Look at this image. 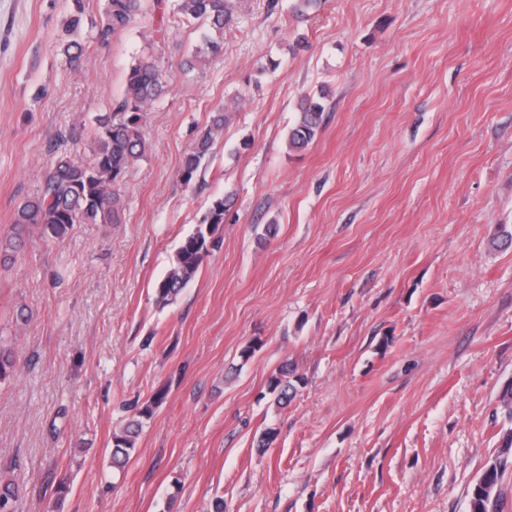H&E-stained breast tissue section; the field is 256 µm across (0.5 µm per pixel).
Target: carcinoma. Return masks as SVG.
<instances>
[{
	"label": "carcinoma",
	"mask_w": 512,
	"mask_h": 512,
	"mask_svg": "<svg viewBox=\"0 0 512 512\" xmlns=\"http://www.w3.org/2000/svg\"><path fill=\"white\" fill-rule=\"evenodd\" d=\"M173 11L189 19H202L212 35L204 47L184 62L193 69L205 61L210 53L220 48L224 26L232 14V0H172ZM142 0H106L103 17L97 25L103 40L125 30L140 14ZM83 45L76 40L64 44L63 56L71 67H78ZM163 74L160 58L153 52H143L131 65L121 96L111 103L109 110L95 116L93 159L86 165H77L67 153L59 154L41 175V187L36 195L27 197L17 206L12 235L0 238V260L12 259L24 243L32 226L40 228L43 236L52 239L64 237L74 224H120L124 218V204L118 185L127 171L146 154L141 125L145 113L162 95ZM325 105L323 98L307 97L299 104L296 120L288 135L292 151H301L317 137L323 125ZM228 116L224 109L214 112L209 126L191 150L184 156L180 176L190 184L210 159L213 145L223 131ZM224 198L215 199L196 229L182 240L173 260V267L155 287L156 303L164 307L174 302L184 288L196 277L204 259L217 249L218 235L224 223ZM16 368L12 350L0 347V382L11 377ZM288 364L271 376L268 389L280 405H286L297 387L287 380ZM167 390H158L150 404L136 411L126 427L113 433L112 466L122 468L135 451L136 440L144 421L153 415V406L161 404ZM505 452L479 477L471 491L470 512H490L500 498V482L512 462L508 449L512 448V431L503 438Z\"/></svg>",
	"instance_id": "obj_1"
}]
</instances>
